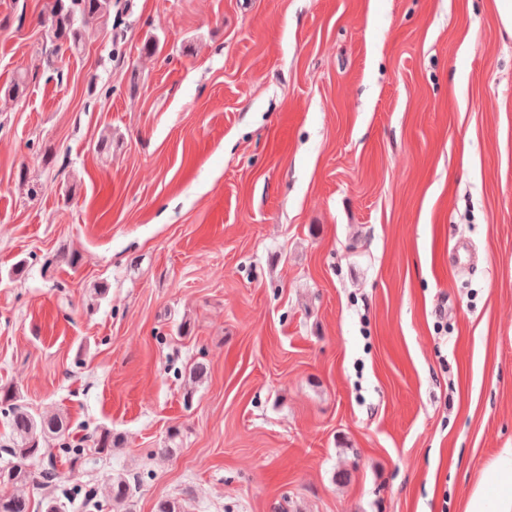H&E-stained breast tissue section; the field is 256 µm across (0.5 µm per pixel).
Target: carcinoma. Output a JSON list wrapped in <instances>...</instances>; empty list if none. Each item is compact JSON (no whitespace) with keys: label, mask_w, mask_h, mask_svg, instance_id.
<instances>
[{"label":"carcinoma","mask_w":512,"mask_h":512,"mask_svg":"<svg viewBox=\"0 0 512 512\" xmlns=\"http://www.w3.org/2000/svg\"><path fill=\"white\" fill-rule=\"evenodd\" d=\"M109 8L110 0H51L41 23L48 26L55 41L78 52L89 27L106 17ZM27 82V73L21 68L13 82L1 88L0 93L8 98H19L25 94ZM0 413L8 419L13 436L12 446L8 449L13 461L0 470V484L47 489L62 481L64 476L54 470L35 472L33 462L44 455L47 441L62 436L65 421L58 416L31 412L18 391L11 388L0 389ZM92 442L98 453L107 455L115 445V438L111 430L103 429ZM103 484L107 497L118 512L136 491L125 478L114 477L110 473L105 474ZM0 512H32L31 500L22 494L0 493Z\"/></svg>","instance_id":"1"}]
</instances>
